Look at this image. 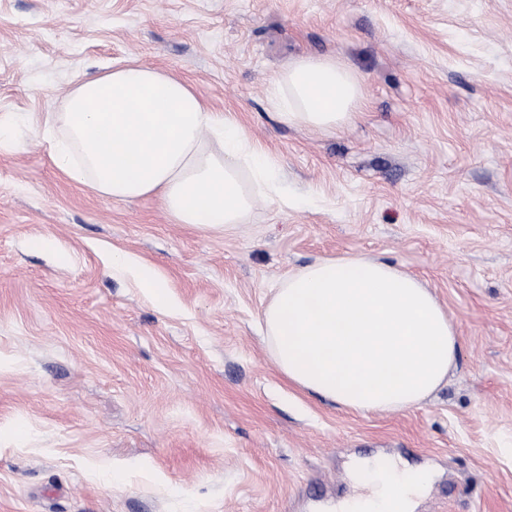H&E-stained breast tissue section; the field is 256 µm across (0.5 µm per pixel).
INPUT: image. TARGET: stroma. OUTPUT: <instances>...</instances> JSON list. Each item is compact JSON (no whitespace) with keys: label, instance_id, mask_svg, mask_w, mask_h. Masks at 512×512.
<instances>
[{"label":"stroma","instance_id":"35a3bbf8","mask_svg":"<svg viewBox=\"0 0 512 512\" xmlns=\"http://www.w3.org/2000/svg\"><path fill=\"white\" fill-rule=\"evenodd\" d=\"M304 55L354 72V122L274 118ZM126 63L234 117L283 200L198 230L60 172L37 126ZM0 122V512H333L378 457L432 472L415 512H512V0H0ZM349 257L420 278L459 338L413 408L304 392L262 340L285 277Z\"/></svg>","mask_w":512,"mask_h":512}]
</instances>
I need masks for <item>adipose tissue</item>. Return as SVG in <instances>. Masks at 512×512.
<instances>
[{
  "mask_svg": "<svg viewBox=\"0 0 512 512\" xmlns=\"http://www.w3.org/2000/svg\"><path fill=\"white\" fill-rule=\"evenodd\" d=\"M268 97L279 122L331 131L354 117L361 92L335 60L302 57L275 77ZM43 138L72 180L116 202L160 196L179 224H241L258 195H280L243 127L157 67L125 65L79 81L47 113ZM261 321L290 383L366 413L420 404L447 377L458 346L430 289L382 261L309 265L280 282ZM356 479L366 492L340 512H415L431 475L373 460Z\"/></svg>",
  "mask_w": 512,
  "mask_h": 512,
  "instance_id": "1",
  "label": "adipose tissue"
}]
</instances>
